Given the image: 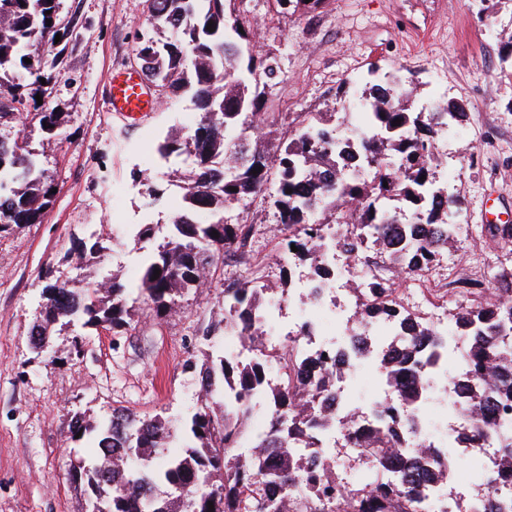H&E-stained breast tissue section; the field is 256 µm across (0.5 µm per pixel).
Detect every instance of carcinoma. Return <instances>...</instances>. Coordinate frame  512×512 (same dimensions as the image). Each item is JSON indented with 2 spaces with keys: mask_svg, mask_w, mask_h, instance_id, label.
<instances>
[{
  "mask_svg": "<svg viewBox=\"0 0 512 512\" xmlns=\"http://www.w3.org/2000/svg\"><path fill=\"white\" fill-rule=\"evenodd\" d=\"M150 16L157 19L163 36L140 38L139 54L146 56L147 72L159 76L160 87L191 92L202 112L200 122L186 134L165 140L162 153L184 156V168L175 171L173 182L182 191L183 212L178 214L159 243L153 227L145 224L135 244L145 252L137 289L153 317L175 311L178 298L200 291L210 269L226 255L247 259L253 225L229 224L224 210L270 191L269 174L276 171L274 191L276 223L288 227V244L295 259L313 268L315 279L331 280L334 270L318 260L323 247V212L336 215L335 223H353L336 240L351 258L360 259L362 241L369 239L386 255L388 264L410 274L436 261L455 235L456 199L435 180L434 142L443 130L463 121L465 108L450 102L422 116L394 101L389 84L363 88L367 104L365 128L355 136H338L313 123L280 143L272 153L253 150L245 133L266 125L260 85L281 78L276 57L256 55L242 42L248 35L226 27L227 10L234 0H147ZM57 0H0V108L7 98L10 111L3 118L18 119L15 106L27 108L32 97L23 82H40L41 59L34 43H55L58 34ZM212 25L215 31L207 30ZM31 59L28 64L25 59ZM244 101L242 112H226L224 105ZM401 120L395 125L393 121ZM43 128L59 124L55 112H27L24 123ZM388 186H383V183ZM238 191H232V188ZM51 180L27 150L23 137L0 140V231L26 224H39L52 200ZM402 199L411 215L402 219L388 209V202ZM101 246L76 240L64 259H85ZM159 277L152 279L154 271ZM42 278V303L31 329L32 348L47 351L48 325L78 320L82 326L104 324L119 334L131 328L138 310L128 305L129 288L117 279L104 284L79 279L61 280L54 267ZM361 284L374 295L360 302L365 322L385 319L404 327L412 336L402 346L406 361L422 358V348L435 352L446 338L466 341L471 373L461 378L468 385V401L484 411L496 404H512V355L496 347L500 337L512 334V281L497 289L501 297L462 307L443 328L422 321L414 311L391 298L394 282H381L361 275ZM270 285L255 278L224 281V318L203 328V340L224 333L258 350L243 358L231 351L209 353L204 363L201 387L205 401L190 416L183 431L188 439L185 454L163 458L174 437L173 426L157 416L140 418L120 410L94 426L77 417L69 424L70 439L90 434L95 448H119L120 463L100 454L91 461L79 458L71 464L68 479L91 505V512H335L342 501L353 512H422L416 476L426 472L436 483L448 472L441 454L403 459L390 438L399 422L384 421L386 434L369 437L363 447L376 458L374 473H367L350 486H341L330 476H320L322 437L314 432L321 425V410L330 391L333 373L322 360L310 363L323 369L308 381L286 371L276 379L269 366L287 360L288 347L266 352L258 340L267 324L253 322L269 304ZM385 383L395 389L406 405L421 394L399 382V369H386ZM272 420V430L248 440L245 426L256 408ZM391 467L403 470L404 480L392 483L380 474ZM309 476L313 486L307 495H296L298 483ZM490 480L512 481V444ZM164 485L168 495L155 489Z\"/></svg>",
  "mask_w": 512,
  "mask_h": 512,
  "instance_id": "1",
  "label": "carcinoma"
}]
</instances>
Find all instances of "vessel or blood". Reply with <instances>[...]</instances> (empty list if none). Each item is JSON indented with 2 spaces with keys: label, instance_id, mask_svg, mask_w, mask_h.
<instances>
[{
  "label": "vessel or blood",
  "instance_id": "1",
  "mask_svg": "<svg viewBox=\"0 0 512 512\" xmlns=\"http://www.w3.org/2000/svg\"><path fill=\"white\" fill-rule=\"evenodd\" d=\"M110 110L128 125L143 123L155 109L151 89L144 76L136 71L118 70L108 78Z\"/></svg>",
  "mask_w": 512,
  "mask_h": 512
}]
</instances>
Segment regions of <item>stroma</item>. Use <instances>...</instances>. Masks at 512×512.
I'll list each match as a JSON object with an SVG mask.
<instances>
[{
	"label": "stroma",
	"mask_w": 512,
	"mask_h": 512,
	"mask_svg": "<svg viewBox=\"0 0 512 512\" xmlns=\"http://www.w3.org/2000/svg\"><path fill=\"white\" fill-rule=\"evenodd\" d=\"M59 15L78 21L60 64L43 69L41 109L58 113L59 125H0V139L26 134L55 188L41 223L0 233V512H87L68 480L71 459L91 455L87 440L68 437L74 415L95 425L121 409L181 426L200 403L205 353L224 346L223 336L205 343L196 333L223 317L224 279L253 268L276 282L288 241L269 199L230 206L228 216L244 215L254 226L251 268L225 258L211 286L180 297L165 319L139 317L120 336L57 324L48 352L34 353L43 269L135 285L141 253L130 242L143 224L164 237L181 202L170 182L181 159L158 146L200 118L187 93L157 96L139 128L109 110L108 75L132 69L140 37L154 32L146 0H61ZM227 23L281 66L280 83L264 89L269 119L257 147L288 140L316 115L345 122L341 105L395 72L408 79L403 101L411 111L462 103L465 120L435 145L436 180L462 201L460 229L420 278L442 288L453 307L472 305L512 274V243L482 230L498 213L512 214V0H324L296 14L277 0H235ZM78 238L100 240L101 256L64 262Z\"/></svg>",
	"instance_id": "1"
}]
</instances>
